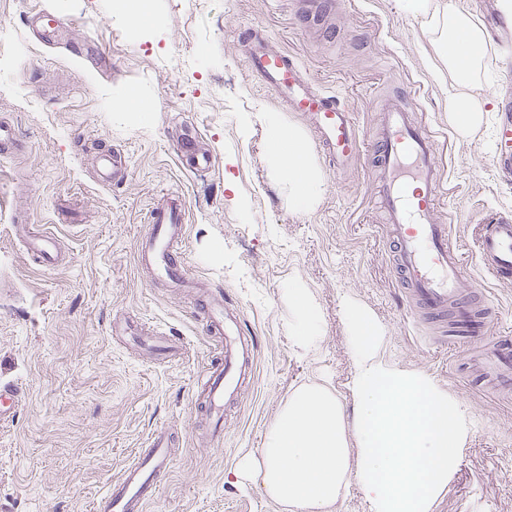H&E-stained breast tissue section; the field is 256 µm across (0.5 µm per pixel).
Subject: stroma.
Masks as SVG:
<instances>
[{"label": "stroma", "mask_w": 512, "mask_h": 512, "mask_svg": "<svg viewBox=\"0 0 512 512\" xmlns=\"http://www.w3.org/2000/svg\"><path fill=\"white\" fill-rule=\"evenodd\" d=\"M306 0H146L150 24L118 0H0V120L22 147L0 163V382L25 390L16 416L0 422V512H92L112 478L153 434L176 452L147 512H282L258 482L233 478L240 457L262 447L290 396L311 383L346 397L352 356L343 295L385 329L382 351L429 374L468 408L473 429L432 512H512V398L468 381L470 344L441 345L403 305L384 238L374 176L361 162L335 173L305 120L259 88L233 40L259 28L299 55L320 87L335 91L373 139L383 100L412 87L417 117L447 148L453 188L444 202L468 274L499 311L488 336L512 333V283L494 282L478 261L480 220L512 212V186L492 165L496 113L475 134L448 120L450 78L433 72L431 33L401 0H333L314 21ZM56 8L76 39L112 64L102 76L31 35L39 4ZM150 109L129 108L130 99ZM284 113L308 143L325 182L319 205L288 201L271 176L259 113ZM195 126L217 163L197 173L175 143ZM120 153L126 176L101 180L103 150ZM179 192L187 209L188 274L220 290L256 336L255 381L224 419V437L199 395L208 361L219 358L196 299L154 280L137 262L152 197ZM26 213L55 235L64 263L38 266L8 220ZM300 281L319 304L318 350L301 356L288 328L287 288ZM137 317L183 342L175 362L151 358L113 335Z\"/></svg>", "instance_id": "obj_1"}]
</instances>
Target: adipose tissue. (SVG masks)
Returning a JSON list of instances; mask_svg holds the SVG:
<instances>
[{
  "label": "adipose tissue",
  "mask_w": 512,
  "mask_h": 512,
  "mask_svg": "<svg viewBox=\"0 0 512 512\" xmlns=\"http://www.w3.org/2000/svg\"><path fill=\"white\" fill-rule=\"evenodd\" d=\"M434 33L437 60L456 82L448 96V119L463 136L479 129L485 104L469 90L484 64L485 37L469 14L442 0H403ZM267 164L287 183L288 198L310 211L324 193V180L301 134L282 114L261 115ZM290 328L302 354L317 347L318 305L308 288L288 287ZM342 308L353 351L348 383L351 408L321 384L298 389L269 428L263 448L244 456L237 474L255 479L285 512H332L358 488L369 512H431L458 467L472 422L461 400L429 375L397 367L381 352L384 331L351 296ZM360 460H353V452Z\"/></svg>",
  "instance_id": "1"
}]
</instances>
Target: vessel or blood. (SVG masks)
<instances>
[{"label": "vessel or blood", "instance_id": "obj_1", "mask_svg": "<svg viewBox=\"0 0 512 512\" xmlns=\"http://www.w3.org/2000/svg\"><path fill=\"white\" fill-rule=\"evenodd\" d=\"M240 53L261 89L284 102L289 111L309 118L319 142L336 170H344L367 159L377 172L379 207L389 242V257L404 287L408 305L439 325L460 315L481 320L491 308L480 302L477 285L471 283L460 248L441 220L440 201L448 194V183L439 162L442 144L436 133L419 120L405 94L390 96L381 109L380 131L373 144H366L354 114L339 96L314 85L299 59L266 33L252 28L238 32ZM497 149L492 164L512 171V100L497 106ZM180 155L196 170L212 168V154L198 150L194 137H185ZM186 207L179 196L164 192L149 210L148 229L141 237L137 258L141 266L170 284L187 274L185 241ZM480 245L484 270L497 282L512 283V215L496 212L484 219ZM39 263L58 259L57 242L47 234L33 241ZM197 308L205 314L211 335L223 343V357L206 372L205 409L214 424L215 438H222L224 406L252 378L257 354L254 337L238 330L239 316L224 305L216 291L200 298ZM474 372L489 388L512 385V346L492 340L474 363ZM22 401L20 388L0 383V420L13 418ZM171 443L157 433L147 448L109 483L93 512H144L157 486L172 465Z\"/></svg>", "mask_w": 512, "mask_h": 512}]
</instances>
